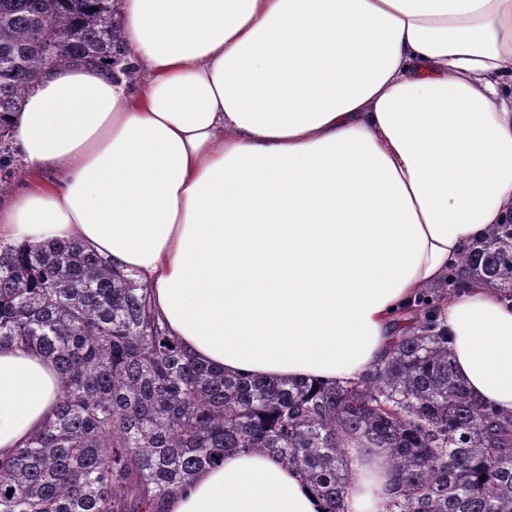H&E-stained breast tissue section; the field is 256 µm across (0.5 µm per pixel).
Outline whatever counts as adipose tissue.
Listing matches in <instances>:
<instances>
[{
	"mask_svg": "<svg viewBox=\"0 0 512 512\" xmlns=\"http://www.w3.org/2000/svg\"><path fill=\"white\" fill-rule=\"evenodd\" d=\"M139 87L47 70L11 118L31 178L0 242L76 240L134 272L192 357L346 384L419 292L512 222V0H121ZM437 309L458 377L512 414V302ZM54 364L0 346V457L52 419ZM345 512L390 472L350 455ZM266 452L225 456L163 512H323Z\"/></svg>",
	"mask_w": 512,
	"mask_h": 512,
	"instance_id": "obj_1",
	"label": "adipose tissue"
}]
</instances>
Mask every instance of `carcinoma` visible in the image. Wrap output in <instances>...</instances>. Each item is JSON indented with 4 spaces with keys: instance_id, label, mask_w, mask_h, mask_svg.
<instances>
[{
    "instance_id": "cac0c4a2",
    "label": "carcinoma",
    "mask_w": 512,
    "mask_h": 512,
    "mask_svg": "<svg viewBox=\"0 0 512 512\" xmlns=\"http://www.w3.org/2000/svg\"><path fill=\"white\" fill-rule=\"evenodd\" d=\"M119 0H0V192L15 174L8 114L48 68L92 64L134 84ZM512 300V223L448 267ZM408 309L388 354L358 382L227 374L186 355L148 288L76 241L0 244V344L57 368L54 419L0 458V512H157L230 452L296 467L344 512L351 448L392 481L384 512H512V416L456 376L430 300Z\"/></svg>"
}]
</instances>
